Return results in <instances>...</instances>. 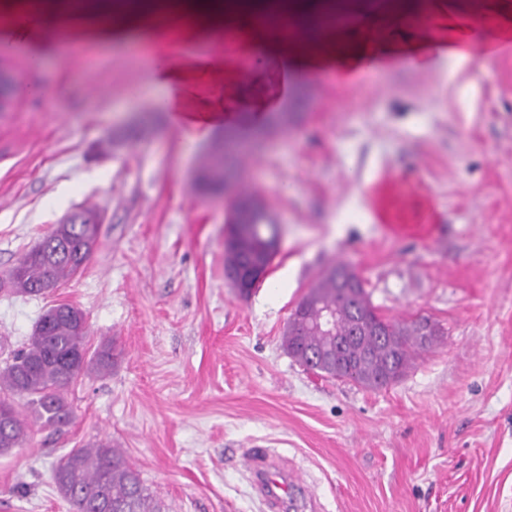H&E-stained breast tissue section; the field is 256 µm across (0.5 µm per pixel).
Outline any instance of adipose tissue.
<instances>
[{"label": "adipose tissue", "mask_w": 512, "mask_h": 512, "mask_svg": "<svg viewBox=\"0 0 512 512\" xmlns=\"http://www.w3.org/2000/svg\"><path fill=\"white\" fill-rule=\"evenodd\" d=\"M79 26L83 35L102 42L147 45L162 38L165 30L176 31L178 41L151 54L147 73L149 88L157 94L171 127L195 138L206 137L212 129L230 132L248 121L262 126L287 99L299 70L317 73L332 70L338 81L373 68L387 71L407 61L422 68L436 60L461 64L470 58L472 31L458 23H441L434 33L415 40L358 53H317L299 59L288 53L287 40H270L256 17H240L234 25L238 42L251 56V82L262 84L258 93L229 97L221 79L222 63L206 50L223 36V18L206 0H157L155 8L113 20L109 13L86 10L75 15L51 9L15 11L5 33L7 44L28 48L32 62H41L46 47L58 43L57 28Z\"/></svg>", "instance_id": "obj_1"}]
</instances>
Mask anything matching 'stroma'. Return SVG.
<instances>
[{
    "label": "stroma",
    "mask_w": 512,
    "mask_h": 512,
    "mask_svg": "<svg viewBox=\"0 0 512 512\" xmlns=\"http://www.w3.org/2000/svg\"><path fill=\"white\" fill-rule=\"evenodd\" d=\"M407 3L406 23L319 30L292 51H363L415 38L414 20L441 24L435 0ZM69 41L37 67L0 57L15 77L0 112V280L78 208L97 210L98 244L47 295L0 292V341L23 347L67 302L90 346L109 339L121 356L69 388V424L32 426L0 454V512H70L53 465L105 439L163 512H269L250 450L294 477L283 512H306V493L319 512H512V49L451 73L298 74L287 128L244 133L240 179L280 247L242 298L224 276L231 198L195 184L223 131L187 143L124 47ZM388 224L435 230L425 242ZM336 263L384 319L437 330L388 387L316 376L282 346Z\"/></svg>",
    "instance_id": "1"
}]
</instances>
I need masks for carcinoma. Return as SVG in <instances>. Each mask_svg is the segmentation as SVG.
Instances as JSON below:
<instances>
[{"label":"carcinoma","instance_id":"obj_1","mask_svg":"<svg viewBox=\"0 0 512 512\" xmlns=\"http://www.w3.org/2000/svg\"><path fill=\"white\" fill-rule=\"evenodd\" d=\"M238 150L228 140L217 145L208 156L205 170L215 174L230 165ZM81 224H58L41 244L27 253L7 275L12 291L26 296H41L63 280L77 274L90 259L98 238L93 224V209L74 214ZM277 221L266 209H239L229 221L232 251L241 265L240 284L268 270L274 253L268 238L278 234ZM344 263L332 265L309 289L296 313L312 325L319 317L317 302L334 305L338 312L335 336L302 332L283 336V346L303 367L331 378H347V364L354 365L353 381L377 389L400 379L410 366L412 352L433 343L419 337L416 324L388 321L377 315L362 281H357L353 298L343 295L337 277L347 271ZM338 336H353L347 344L344 364L328 362L322 351L336 344ZM88 324L78 307L60 303L49 308L37 322L27 344L0 368V453L18 448L30 431L31 421L47 426H64L73 416L65 393L79 377L112 372L115 359L112 341L104 340L95 349L87 345ZM26 398L33 418L23 416L14 399ZM53 481L73 512H161L158 501L147 492L139 472L128 462L122 449L110 441L89 442L73 448L56 463Z\"/></svg>","mask_w":512,"mask_h":512}]
</instances>
